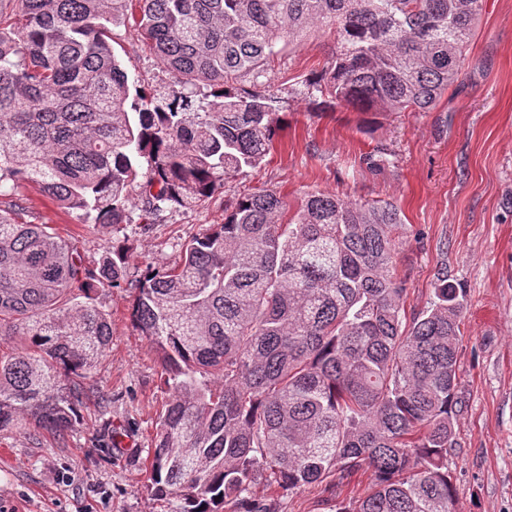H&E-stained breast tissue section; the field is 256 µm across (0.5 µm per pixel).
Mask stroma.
Returning <instances> with one entry per match:
<instances>
[{
  "instance_id": "obj_1",
  "label": "stroma",
  "mask_w": 512,
  "mask_h": 512,
  "mask_svg": "<svg viewBox=\"0 0 512 512\" xmlns=\"http://www.w3.org/2000/svg\"><path fill=\"white\" fill-rule=\"evenodd\" d=\"M113 51L130 87L169 82L141 35L112 28ZM336 39L313 29L301 47L280 43L260 82L288 119L271 152L193 209L130 223L97 224L28 184L21 222L47 225L86 265L99 267L112 241L130 248L121 287L99 289L111 318L109 349L85 381L93 399L60 441L32 427L0 431V512H173L153 495L148 466L169 396L162 365L131 321L135 284L146 266L179 261L183 243L224 221L238 197L274 189L297 205L321 192L396 205L397 250L407 276L406 311L424 308L438 272L466 289L457 376L462 408L448 473L459 512H512V0H483L459 81L430 112H387L365 124L355 112H313L300 81L326 66ZM371 473L283 492L271 477L252 488L272 512H331L369 489Z\"/></svg>"
}]
</instances>
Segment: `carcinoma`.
<instances>
[{
  "mask_svg": "<svg viewBox=\"0 0 512 512\" xmlns=\"http://www.w3.org/2000/svg\"><path fill=\"white\" fill-rule=\"evenodd\" d=\"M0 9V187L39 185L61 207L128 220L205 205L261 164L275 96L257 87L283 39L336 35L300 94L319 111L429 112L462 75L483 0H10ZM133 22L169 83L130 96L111 26ZM251 86H244L245 78ZM148 163L140 172L139 159ZM396 207L311 193L290 209L261 190L147 269L134 326L171 391L149 468L176 512H272L250 496L265 471L293 491L366 468L373 489L336 512H458L448 475L466 289L438 274L406 316ZM127 249L99 268L42 224L0 210V431L59 440L110 342L100 288L125 279ZM85 302H75L77 294Z\"/></svg>",
  "mask_w": 512,
  "mask_h": 512,
  "instance_id": "obj_1",
  "label": "carcinoma"
}]
</instances>
